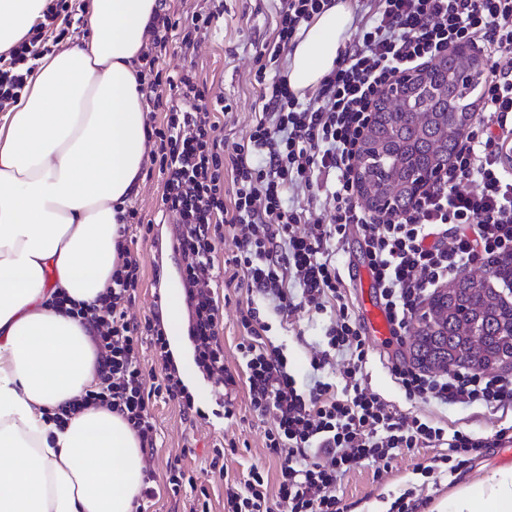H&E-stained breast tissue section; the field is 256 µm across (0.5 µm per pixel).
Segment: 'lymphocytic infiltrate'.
<instances>
[{
  "instance_id": "1",
  "label": "lymphocytic infiltrate",
  "mask_w": 512,
  "mask_h": 512,
  "mask_svg": "<svg viewBox=\"0 0 512 512\" xmlns=\"http://www.w3.org/2000/svg\"><path fill=\"white\" fill-rule=\"evenodd\" d=\"M279 2L275 37L264 47L272 60L296 45L303 24L325 0ZM72 9V0H53L43 22L0 55V110L17 101L32 60L42 54L49 23ZM363 9L357 41L313 96L300 99L283 75L265 85L246 141L229 144L220 136L215 107L192 70L140 87L153 108L166 112L165 122L147 136L154 141L151 161L162 178L163 208L177 218L175 249L195 362L217 379L225 419L236 416L234 393L241 385L252 412L271 420L264 440L279 462L277 489H270L264 469L251 466L243 479L225 483L224 512H340L337 489L350 471L390 465L406 450L435 448L438 456L420 468L422 476L435 479L512 441V426L486 437L451 430L431 416L399 411L368 389V349L336 264L349 226L359 227L392 332L401 340L431 290L471 266L512 259V178L505 174L512 157V70L499 64L512 54V0H363ZM212 18L209 11L180 13L160 5L150 26L152 50L143 56L146 67H155L160 49L172 41L192 55ZM459 42L482 49L487 59L481 103L467 135L443 176L425 186L412 207L382 218L370 214L356 200L354 167L379 93L402 72L423 70ZM162 84L167 93H159ZM299 188L325 190L333 203L329 215L310 222L305 208L290 199ZM228 237L235 248L224 254L220 248ZM129 240L117 243L121 262L107 292L96 305L77 310L97 350L99 386L52 419L62 425L81 409L107 406L135 431L149 462L157 439L154 404L178 403L189 421L196 411L171 368L160 310L140 321L128 317L143 275ZM234 292L242 296L237 371L224 361V304ZM301 310L329 316L306 384L291 374L286 348L270 336V316L284 321ZM146 342L160 373L146 372L140 362ZM338 360L343 369L336 373ZM391 374L411 401L512 407V373L466 367L430 372L399 362ZM193 481L174 464L165 484H158L148 465L139 502L178 497Z\"/></svg>"
}]
</instances>
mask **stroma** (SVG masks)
I'll list each match as a JSON object with an SVG mask.
<instances>
[{"mask_svg": "<svg viewBox=\"0 0 512 512\" xmlns=\"http://www.w3.org/2000/svg\"><path fill=\"white\" fill-rule=\"evenodd\" d=\"M278 0H222L220 14L212 25L207 40L194 55L186 57L177 45H169L159 61L162 73H174L193 67L211 96L224 100L227 113L219 117L227 141L244 139L253 123L263 89L257 77L261 68L257 56L262 44L275 36V16ZM162 185L157 166L145 165L143 182L138 197L132 203L143 220L154 222L153 233L167 247L163 261L174 268L176 255L170 251V226L162 221ZM325 316L308 317L299 314L292 324L273 325L271 334L275 343L286 344L292 371L299 381H306L313 345L321 338ZM368 382L373 390L390 400L398 409L422 413L438 412L449 429H465L479 435L493 427L512 424V413L494 409L451 405L433 408L425 403H410L399 391L387 368L389 359L412 363L410 343L390 342L380 349H370ZM237 418L231 422L219 419L183 420L175 403H156L153 414L157 427V455L155 472L158 481H165L168 461L180 460L185 468L195 472L199 484L210 493L212 512H224V483L241 478L247 467L256 465L276 473L277 461L263 443L264 423L249 408L244 389H237ZM229 442L224 455L223 478L213 477L209 463L215 444ZM438 451L417 448L399 455L381 471L366 468L350 472L342 481L339 496L351 512H391L394 501L405 491L423 500L422 512H442L448 493L463 482L484 472L499 468L495 449H487L474 457L453 476L441 479L438 487L425 485L417 465L429 462Z\"/></svg>", "mask_w": 512, "mask_h": 512, "instance_id": "stroma-1", "label": "stroma"}]
</instances>
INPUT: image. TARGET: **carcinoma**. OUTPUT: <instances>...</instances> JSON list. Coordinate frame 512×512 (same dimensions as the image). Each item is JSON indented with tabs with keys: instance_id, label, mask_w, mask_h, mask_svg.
Instances as JSON below:
<instances>
[{
	"instance_id": "cac0c4a2",
	"label": "carcinoma",
	"mask_w": 512,
	"mask_h": 512,
	"mask_svg": "<svg viewBox=\"0 0 512 512\" xmlns=\"http://www.w3.org/2000/svg\"><path fill=\"white\" fill-rule=\"evenodd\" d=\"M471 69L480 70L479 59L442 57L405 87L400 100L376 106L357 178L368 205L389 197L392 211L409 208L421 189L418 175L448 163L473 117ZM488 280L486 271L461 275L429 300L412 343L417 362L445 369L477 360L488 367L512 357V304Z\"/></svg>"
}]
</instances>
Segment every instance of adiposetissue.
<instances>
[{"label":"adipose tissue","instance_id":"1","mask_svg":"<svg viewBox=\"0 0 512 512\" xmlns=\"http://www.w3.org/2000/svg\"><path fill=\"white\" fill-rule=\"evenodd\" d=\"M47 0H0V52ZM158 0H89L87 38L37 59L0 118V512H134L140 442L105 407L49 421L99 381L88 324L57 310L94 304L118 263L121 217L146 157L138 61ZM347 0H329L288 56V85L318 87L347 38ZM448 512H512V468L455 488Z\"/></svg>","mask_w":512,"mask_h":512}]
</instances>
